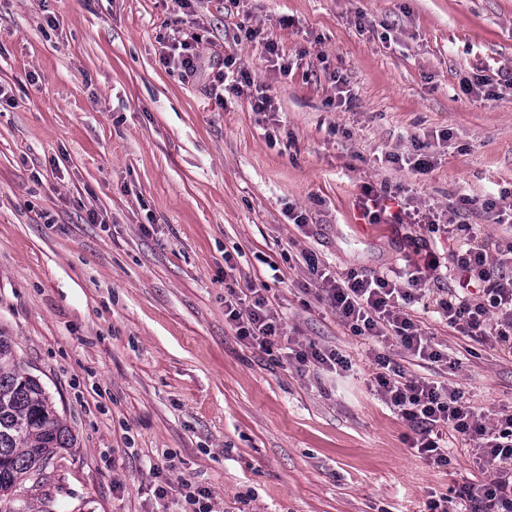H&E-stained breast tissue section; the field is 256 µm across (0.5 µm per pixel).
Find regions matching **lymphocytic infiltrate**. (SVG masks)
Segmentation results:
<instances>
[{"label":"lymphocytic infiltrate","instance_id":"1","mask_svg":"<svg viewBox=\"0 0 512 512\" xmlns=\"http://www.w3.org/2000/svg\"><path fill=\"white\" fill-rule=\"evenodd\" d=\"M401 186L366 183L359 197L364 218L372 224H417L432 236L458 239L448 256L426 252L423 262L407 266L398 276L339 274L304 253L317 298L332 308L341 324L356 336L384 344L395 341L416 361L439 363L446 356L425 334L410 313L415 303L435 308L449 328L466 341L493 339L501 355L512 357V238L492 240L477 233H461L455 220H440L406 206L389 212ZM453 273L451 289L438 287L442 265ZM224 316L247 346L279 353L297 370L333 372L347 365L336 351L326 350L287 333L264 285L248 283L231 291ZM371 382L381 400L408 422L415 433L411 446L435 467L448 466L440 441L447 432L466 437L476 456L493 463L492 476L483 482L466 481L453 490L468 512H512V410L491 421L479 419L459 390L418 377H409L390 355L375 353ZM449 496V497H452ZM449 497L428 504L440 512Z\"/></svg>","mask_w":512,"mask_h":512}]
</instances>
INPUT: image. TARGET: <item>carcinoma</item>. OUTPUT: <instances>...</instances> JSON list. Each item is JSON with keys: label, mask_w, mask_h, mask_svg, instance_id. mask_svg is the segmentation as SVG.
I'll list each match as a JSON object with an SVG mask.
<instances>
[{"label": "carcinoma", "mask_w": 512, "mask_h": 512, "mask_svg": "<svg viewBox=\"0 0 512 512\" xmlns=\"http://www.w3.org/2000/svg\"><path fill=\"white\" fill-rule=\"evenodd\" d=\"M72 441L45 388L15 364L12 340L0 332V512H26L14 506L16 493Z\"/></svg>", "instance_id": "carcinoma-1"}]
</instances>
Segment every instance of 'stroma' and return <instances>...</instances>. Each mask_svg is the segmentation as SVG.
Returning a JSON list of instances; mask_svg holds the SVG:
<instances>
[{
  "label": "stroma",
  "instance_id": "stroma-1",
  "mask_svg": "<svg viewBox=\"0 0 512 512\" xmlns=\"http://www.w3.org/2000/svg\"><path fill=\"white\" fill-rule=\"evenodd\" d=\"M177 30L199 39L194 75L163 63ZM227 57L274 111L223 97ZM477 76L493 99L465 91ZM0 89V332L74 436L22 489L31 512H182L185 480L217 512H426L491 475L461 437L439 469L410 448L371 384L372 342L317 300L301 254L365 274L421 262L422 227L360 216L363 183L384 180L512 235L455 211L512 190V0H0ZM422 149L426 174L409 165ZM228 254L351 369L301 373L240 342ZM415 316L448 360L387 347L404 373L453 384L485 420L512 406L493 341L469 352Z\"/></svg>",
  "mask_w": 512,
  "mask_h": 512
}]
</instances>
